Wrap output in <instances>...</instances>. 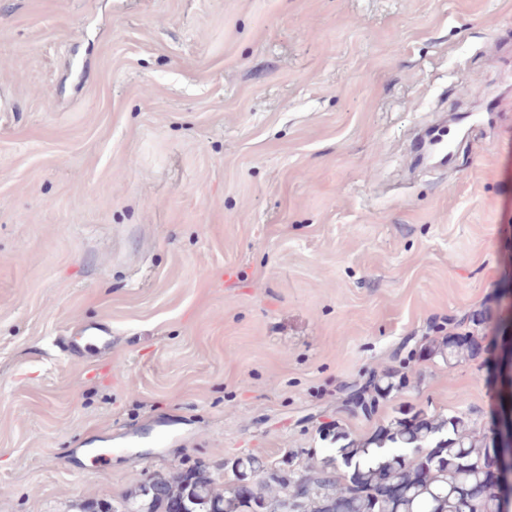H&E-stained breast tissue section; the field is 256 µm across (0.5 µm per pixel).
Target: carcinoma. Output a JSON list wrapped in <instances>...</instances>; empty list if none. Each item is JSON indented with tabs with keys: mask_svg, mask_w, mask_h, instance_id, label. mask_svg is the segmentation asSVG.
<instances>
[{
	"mask_svg": "<svg viewBox=\"0 0 512 512\" xmlns=\"http://www.w3.org/2000/svg\"><path fill=\"white\" fill-rule=\"evenodd\" d=\"M475 337L449 336L428 352L446 362L471 356ZM334 448L303 475L284 480L254 456L234 460L235 483L219 492L201 470L155 476L140 493L81 512H512L495 495L493 471H512V441L489 448L462 413L391 420L357 441L320 432Z\"/></svg>",
	"mask_w": 512,
	"mask_h": 512,
	"instance_id": "obj_1",
	"label": "carcinoma"
}]
</instances>
